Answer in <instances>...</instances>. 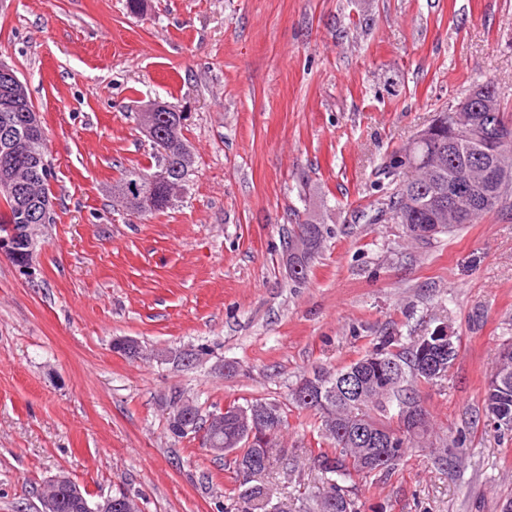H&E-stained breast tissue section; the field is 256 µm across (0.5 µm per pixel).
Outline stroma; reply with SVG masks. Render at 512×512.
Segmentation results:
<instances>
[{
    "label": "stroma",
    "mask_w": 512,
    "mask_h": 512,
    "mask_svg": "<svg viewBox=\"0 0 512 512\" xmlns=\"http://www.w3.org/2000/svg\"><path fill=\"white\" fill-rule=\"evenodd\" d=\"M0 59L43 116L55 202L33 276L0 255V512H37L60 473L143 512H240L225 460L168 431L174 395L205 413L286 407L288 454L266 479L308 512L318 434L291 388L441 324L458 356L421 397L434 439L463 435L457 473L413 448L355 493L386 512H502L512 438L482 400L512 336V212L427 244L370 217L391 154L471 86L493 83L512 112V0H0ZM156 100L187 112L195 164L140 216L112 186L156 163L138 123ZM308 220L329 234L297 284L285 244Z\"/></svg>",
    "instance_id": "1"
}]
</instances>
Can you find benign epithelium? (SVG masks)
Masks as SVG:
<instances>
[{
    "label": "benign epithelium",
    "mask_w": 512,
    "mask_h": 512,
    "mask_svg": "<svg viewBox=\"0 0 512 512\" xmlns=\"http://www.w3.org/2000/svg\"><path fill=\"white\" fill-rule=\"evenodd\" d=\"M474 105L471 108L456 105L451 108L453 112H463L462 130L465 138L483 146L489 142L502 145L512 143V128L504 126L498 121V98L492 89L481 83L475 84L472 93ZM186 121V113L177 111L174 116L162 114L155 103L145 106L139 113V126L152 144L159 146L163 153L168 152L170 139L158 138V129L167 125L173 130ZM4 155L11 154V142L23 138L29 142H41L46 138L42 125L41 113L23 112L18 115L15 122L4 126L3 132ZM27 172V177L20 179L15 175H5L0 178V196L18 198L22 211H28L29 202L38 204V212L34 219L40 223L49 221L53 200L48 196L38 193L41 183L35 165L31 163L21 165ZM169 180V171L163 167L149 176H139L129 181L114 186L112 198L134 214H145L155 209V189L157 186ZM512 181V161L501 159L493 164L478 165V172L469 175L465 179L455 183L448 191V198L439 200L434 207L433 226L427 228V233L433 234L442 229L443 220L448 208H453L457 213L465 216L473 213L478 206H486L495 202L496 198L507 188ZM26 217L28 223L20 225V229L7 235H0V253L13 256L18 253V236L33 241L34 225L29 223L33 219ZM436 345L439 354L443 355L454 350L455 340L445 327L437 328ZM197 409L195 402L189 399H181L169 408L170 417L183 426L186 431H191V420ZM403 429L415 432L422 427L424 414L414 406H404L399 413ZM267 423L265 411L261 408L248 407L240 413V424L249 433V436H261V431ZM355 443L359 445L357 453L359 460L368 461L374 456V447L385 442L382 435L374 438L366 434V430L360 428L354 436ZM85 512H142L139 501L132 497L117 495L105 498L94 505L81 504Z\"/></svg>",
    "instance_id": "7a95c632"
}]
</instances>
